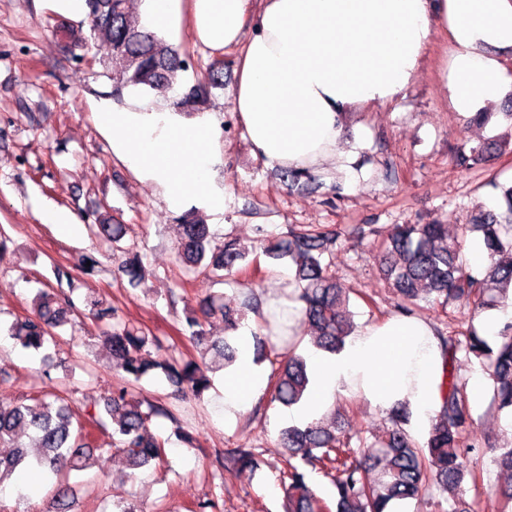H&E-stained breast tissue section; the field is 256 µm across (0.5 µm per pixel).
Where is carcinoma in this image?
<instances>
[{"label":"carcinoma","mask_w":512,"mask_h":512,"mask_svg":"<svg viewBox=\"0 0 512 512\" xmlns=\"http://www.w3.org/2000/svg\"><path fill=\"white\" fill-rule=\"evenodd\" d=\"M130 0H84L89 36L70 35V54L77 61L86 60L90 42L109 46L111 56L103 63L112 78L110 96L121 99L126 89H139L167 96L178 83L179 74L190 67L188 57L163 39L139 30L131 19ZM224 87V63L217 62L197 75L181 94L176 105L194 110L205 104L216 89ZM496 149V142H484L461 156L460 163H478ZM178 252L182 261L195 272L213 276H233L247 271L239 266L246 251L234 238L212 244L208 225L192 214L183 217ZM90 232L100 240L116 244L126 233L125 226L108 218L95 219ZM482 233L481 248L488 266L475 271L467 265L463 244L448 239L447 225L399 224L383 243L380 274L399 298L398 309L419 314L421 303H435L445 308L458 304L477 315L493 310L507 299L512 285V218L506 223L495 214L480 215L467 227ZM340 232L329 228H294L288 237L272 242L260 239L265 255L273 260H288L295 267V297L305 304L304 316L316 332L314 345L330 354L340 352L351 335L353 324L346 313V291L327 272L324 257L332 253ZM120 268L130 285L145 277L146 267L139 252H123ZM56 287L42 291L32 302V313L16 319L8 333L14 344L39 353L61 339L58 329L75 327L79 307L76 288L69 267H55ZM84 308L100 321L112 326L104 332L102 347L115 360L125 384L100 397L89 412V422L73 421L67 400L53 390L38 391L8 407L0 405V485L23 466H35L64 476L85 467L94 452L112 456L125 455L127 465L138 470L152 462L161 463L165 441L150 433L148 421L153 415L170 416L158 405H148L136 398L129 386L153 372L165 377L177 393L189 392L202 399L211 387L209 367L202 360L181 359L160 362L150 349L162 347V341L142 329L122 323L117 309L103 299L88 295ZM253 297L230 307L212 298L200 301L199 312L185 316L190 339L212 354L227 368L237 360L236 333L247 310H256ZM219 315L224 321L223 337L208 335L204 319ZM446 359V374L441 385V407L424 444H417L403 428L409 412L399 407L390 414V426L381 435L367 441L363 432L352 434L325 428L316 422L304 427L290 426L280 434L284 448L280 484L288 502L287 512H390L395 502L417 497L433 484L449 492L463 490L466 477L477 484L475 474L467 471L465 459L476 447L470 441L472 422L470 396L456 372L458 354L474 357L492 380L491 406L512 417V321L503 324L492 346L473 323L453 335H438ZM269 337L254 334L255 360L267 359L273 365L269 384L271 401L291 407L299 404L310 383L307 360L288 349L284 360L272 357L266 349ZM34 432V444L21 441V430ZM109 430L112 447L93 448L95 431ZM357 439L358 446L352 445ZM238 470L255 466L254 449L238 445L227 452ZM320 469L336 479V496L331 502L318 498L309 487L303 466Z\"/></svg>","instance_id":"cac0c4a2"}]
</instances>
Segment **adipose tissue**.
<instances>
[{
	"instance_id": "1",
	"label": "adipose tissue",
	"mask_w": 512,
	"mask_h": 512,
	"mask_svg": "<svg viewBox=\"0 0 512 512\" xmlns=\"http://www.w3.org/2000/svg\"><path fill=\"white\" fill-rule=\"evenodd\" d=\"M149 31L178 46L235 49L234 110L253 155L297 170L348 169L341 149L350 112L396 100L417 77L435 35L451 111L467 117L512 85V0H141ZM112 151L140 180L156 185L170 212L223 215L222 127L215 113L186 117L172 100L138 91L99 113ZM444 357L433 324L395 314L349 337L336 355L310 357L313 385L290 410L322 416L340 396L381 411L411 413V433L428 434L440 408ZM263 377L242 352L224 380L231 418L260 393Z\"/></svg>"
}]
</instances>
